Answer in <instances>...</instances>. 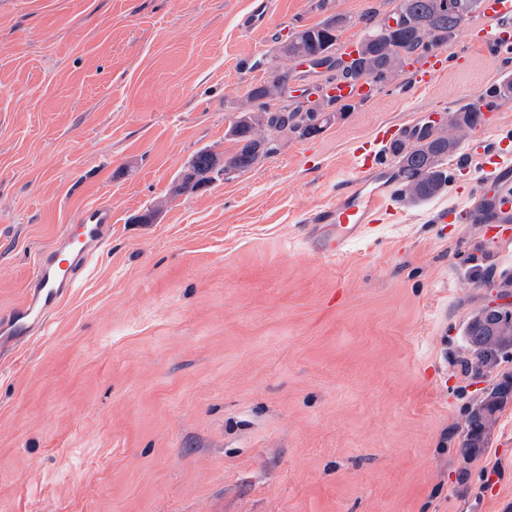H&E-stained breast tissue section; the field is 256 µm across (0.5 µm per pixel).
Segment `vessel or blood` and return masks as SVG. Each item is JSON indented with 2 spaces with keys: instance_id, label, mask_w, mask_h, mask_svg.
<instances>
[{
  "instance_id": "vessel-or-blood-1",
  "label": "vessel or blood",
  "mask_w": 512,
  "mask_h": 512,
  "mask_svg": "<svg viewBox=\"0 0 512 512\" xmlns=\"http://www.w3.org/2000/svg\"><path fill=\"white\" fill-rule=\"evenodd\" d=\"M482 25L470 28L469 39L483 48H512V0H483ZM269 0H253L240 19L245 32L266 30L269 26ZM448 69L446 49L419 58L414 66L417 87L425 88ZM339 102L362 101L370 96L365 81L347 79L332 91ZM480 165L495 185L484 201L486 223H498L512 213V163L504 160L496 143H488L479 155ZM358 178L336 203L317 211L313 223L321 227L315 243L324 253L341 255L349 241L359 237L372 214L378 212L393 181L385 176L373 142H362L354 151ZM112 235V208L107 204L81 211L57 244L45 252L37 271L21 299L8 314L0 315V359L15 354L49 324L65 298Z\"/></svg>"
}]
</instances>
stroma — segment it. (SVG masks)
Returning <instances> with one entry per match:
<instances>
[{
	"mask_svg": "<svg viewBox=\"0 0 512 512\" xmlns=\"http://www.w3.org/2000/svg\"><path fill=\"white\" fill-rule=\"evenodd\" d=\"M391 0H0V314L83 209L112 237L49 326L0 359V512H512V399L476 448L463 427L512 350L467 373L464 327L512 304V223L461 221L485 188L484 136L512 135V95L448 160V186L334 257L311 219L357 179L379 127L467 105L512 81L460 25L429 89L412 67L312 137L275 135L248 171L177 194L202 149L272 80L288 33L344 15L360 40ZM270 7L268 0H254L251 9L240 19L244 32L263 31L269 26Z\"/></svg>",
	"mask_w": 512,
	"mask_h": 512,
	"instance_id": "stroma-1",
	"label": "stroma"
}]
</instances>
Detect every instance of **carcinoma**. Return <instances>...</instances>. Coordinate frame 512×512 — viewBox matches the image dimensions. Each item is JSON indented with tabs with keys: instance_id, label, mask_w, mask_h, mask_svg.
Listing matches in <instances>:
<instances>
[{
	"instance_id": "cac0c4a2",
	"label": "carcinoma",
	"mask_w": 512,
	"mask_h": 512,
	"mask_svg": "<svg viewBox=\"0 0 512 512\" xmlns=\"http://www.w3.org/2000/svg\"><path fill=\"white\" fill-rule=\"evenodd\" d=\"M393 15L403 21L399 29L388 32V23L368 30L360 40L365 47V56L355 69H343L330 75L327 81L342 77H359V70L365 69L370 78H378L391 71L399 75L401 69L414 56H420L430 49L448 44V37L462 24L460 16L441 6V0H392ZM348 24L345 17L336 16L317 25L305 28L294 34L285 51V60L323 56L330 60L332 48L336 45L339 31ZM251 101L257 103L259 114L243 112L230 128V135L237 143V151L228 158V167L218 165L214 156L207 150H200L189 162L176 185L180 192H189L209 186L220 174L226 171L244 172L259 159L276 150L273 133L290 130L306 137L321 130L327 120L321 117L322 110L295 108L290 112L268 111L267 100L271 98L263 86H255L248 91ZM467 129L472 130L483 121V113L474 106L459 109ZM460 147L448 145V140L437 138L427 142L407 144L396 141L390 147L397 159L398 177L401 184L400 198L408 199V191L415 188V199L426 201L437 196L448 185V171L445 164ZM482 323L470 319L464 335L470 357L465 363L471 372L480 373L483 352L478 348Z\"/></svg>"
}]
</instances>
